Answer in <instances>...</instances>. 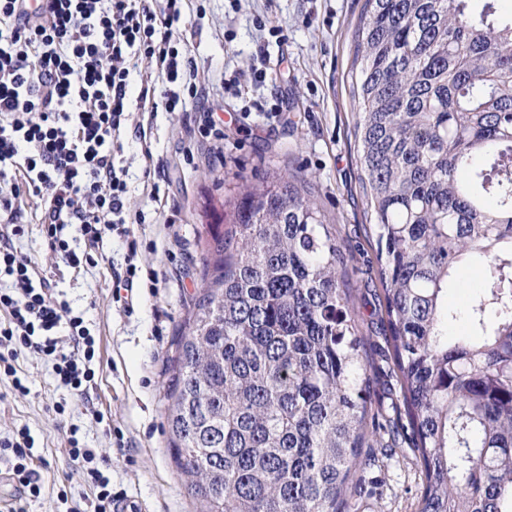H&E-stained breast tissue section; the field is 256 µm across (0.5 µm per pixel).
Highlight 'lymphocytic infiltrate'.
I'll return each mask as SVG.
<instances>
[{
  "instance_id": "obj_1",
  "label": "lymphocytic infiltrate",
  "mask_w": 512,
  "mask_h": 512,
  "mask_svg": "<svg viewBox=\"0 0 512 512\" xmlns=\"http://www.w3.org/2000/svg\"><path fill=\"white\" fill-rule=\"evenodd\" d=\"M183 22L184 0H0V375L19 393L29 391L15 366L23 352L51 361L58 383L77 392L101 368L83 315L18 251L21 216L38 201L48 249L74 269L118 226L145 223L144 211L128 208V169L116 157L131 128L144 176L160 171L132 110L173 112L204 94L192 58L173 45ZM76 240L85 250L73 248ZM63 332L71 350L58 343ZM32 448L25 430L0 442L27 498L42 490ZM66 454L96 489L90 512H112V484L94 451L73 438Z\"/></svg>"
}]
</instances>
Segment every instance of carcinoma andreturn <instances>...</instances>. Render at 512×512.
<instances>
[{
    "label": "carcinoma",
    "mask_w": 512,
    "mask_h": 512,
    "mask_svg": "<svg viewBox=\"0 0 512 512\" xmlns=\"http://www.w3.org/2000/svg\"><path fill=\"white\" fill-rule=\"evenodd\" d=\"M366 0L355 137L386 327L423 466L419 512H512V19L495 0ZM209 227V285L176 359L170 428L207 512H342L369 417L334 225L289 179ZM483 265L448 342L457 263Z\"/></svg>",
    "instance_id": "1"
}]
</instances>
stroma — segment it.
Wrapping results in <instances>:
<instances>
[{
	"label": "stroma",
	"mask_w": 512,
	"mask_h": 512,
	"mask_svg": "<svg viewBox=\"0 0 512 512\" xmlns=\"http://www.w3.org/2000/svg\"><path fill=\"white\" fill-rule=\"evenodd\" d=\"M365 4L187 0L185 26L174 43L194 58L208 95L181 110L157 112L150 139L164 165L158 199L143 190L139 142L130 140L125 147L129 208L147 212L146 223L112 235L103 250L93 251V264L76 271L47 251L35 211L25 212L28 232L19 249L83 314L101 362L96 383L85 394L58 384L51 363L29 353L17 361L28 394L14 393L9 380H0V440L28 428L43 482L39 497L27 499L26 512H63L91 500L92 487L68 465L66 448L73 436L96 449V465L111 479L113 493L133 502L137 512H202L193 477L176 462L168 420L179 343L203 294L209 225L231 226L224 204L241 187L283 175L310 191L349 253L346 282L365 341L371 411L392 427L381 447L362 451L364 476L376 480L375 491L347 494L344 512H417L421 463L400 429L405 411L385 339L383 286L364 215L354 139V34ZM260 59L267 69L265 84L237 96L225 92V76L249 70ZM257 99L280 104L281 118L266 122L249 113ZM209 116L223 120V139L194 138V128ZM188 146L194 151L190 165L183 160ZM132 246L138 265L156 271L157 282L133 289L123 304L112 298V268L123 263ZM479 264L478 258H464L448 282L449 341L471 333L470 283L479 277ZM97 411L105 415L104 423H96Z\"/></svg>",
	"instance_id": "stroma-1"
}]
</instances>
